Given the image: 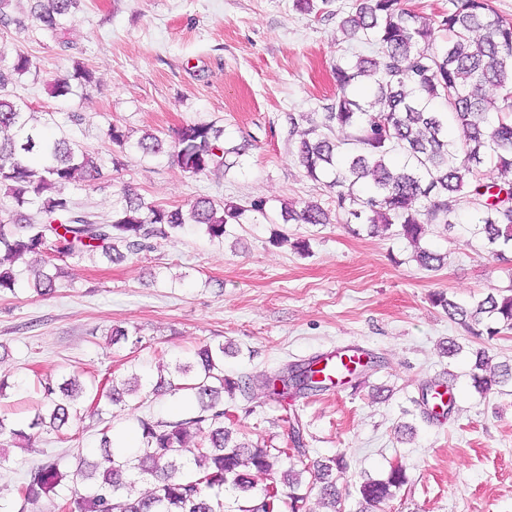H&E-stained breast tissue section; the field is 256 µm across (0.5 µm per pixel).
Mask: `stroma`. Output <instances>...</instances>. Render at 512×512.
Here are the masks:
<instances>
[{
	"label": "stroma",
	"mask_w": 512,
	"mask_h": 512,
	"mask_svg": "<svg viewBox=\"0 0 512 512\" xmlns=\"http://www.w3.org/2000/svg\"><path fill=\"white\" fill-rule=\"evenodd\" d=\"M352 0H331L328 12L302 13L293 0H85L67 21V51L36 25L0 27V51H22L37 70L8 91L38 112L52 111L86 149L111 159L100 133L113 123L139 138L164 139L187 122L223 128L226 147H243L223 176L185 174L170 153L124 156L120 173L147 199L181 207L200 197L244 203L262 197L266 215H247L210 239L188 224L151 251L110 262L65 258L52 295L27 288L39 256L14 266L17 285L0 291V380L20 379L28 393L7 391L0 414L28 423L40 402L39 379L77 374L83 381L137 372L150 384L176 361L206 344H223L224 371L272 376L286 365L355 347L380 364L365 384L334 387L280 404L235 397L224 407L247 439L290 447L286 414H298L310 459L343 455L337 486L347 512L357 488L402 462L410 482L390 512H512V383L475 391L470 370L477 350L512 365V331L494 339L469 335L431 302L436 292L460 303L512 289V262L489 253L473 233L477 211L454 201V229L433 224L425 245L444 258L439 271L414 260L388 231L347 223L332 195L294 161L297 138L289 115L321 111L336 94L337 61L375 55L373 46L343 34L331 19ZM93 70L88 97H52L49 85L73 62ZM82 113L73 126L68 113ZM320 202L327 224H281L282 204ZM288 243L278 244L279 235ZM307 240L302 256L291 241ZM138 331L136 345L113 343L114 326ZM455 342L456 355L445 354ZM451 385L450 415L429 421L425 385ZM180 396L143 389L135 410L104 407L62 433L35 429L29 446L0 444V501L9 503L41 463L75 468L95 460L104 425L127 434L138 417L173 421L197 415Z\"/></svg>",
	"instance_id": "35a3bbf8"
}]
</instances>
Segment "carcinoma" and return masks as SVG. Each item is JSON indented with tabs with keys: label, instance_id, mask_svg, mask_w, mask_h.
<instances>
[{
	"label": "carcinoma",
	"instance_id": "1",
	"mask_svg": "<svg viewBox=\"0 0 512 512\" xmlns=\"http://www.w3.org/2000/svg\"><path fill=\"white\" fill-rule=\"evenodd\" d=\"M16 0H0V24L18 33L34 21L58 40L61 50L69 15L84 0H30L28 12L14 8ZM451 8L434 18L404 6L403 0H355L337 26L378 49V58L357 57L335 69L337 93L318 115H288L289 134L299 122L308 124L295 157L307 176L328 179L335 192V211L346 221L372 227L397 226L396 236L413 249V257L427 270L441 267L443 256L421 246L428 225L454 226L448 197L458 195L479 210L475 233L503 256L512 250V20L499 15L489 0H450ZM30 57L0 54V192L14 203L15 231L0 229V290L16 283L14 264L29 253L62 258L101 255L123 257L120 249L137 255L153 249L152 240L167 239L186 224H197L211 238L224 239L228 224H240L248 213L265 214L267 201L217 203L201 197L189 209L168 208L120 183L112 217L97 220L76 209L69 189L96 180L117 181L124 163L118 155L130 136L110 123L102 136L116 147L111 171L100 157L65 136L51 137L30 124L33 112L24 100L6 93L8 85L29 73ZM498 90L495 99L483 95L485 86ZM97 86L89 68L79 64L56 79L51 93L65 96L78 88L87 95ZM457 126L460 141L448 138ZM344 131L335 141L334 128ZM223 130L211 123L187 122L174 131L173 157L183 172L223 175L226 157L240 154L221 140ZM136 148L141 156L161 153L162 139L144 134ZM490 163L497 179L484 181L482 168ZM37 207L43 221L22 209ZM283 223L328 224L329 210L317 202L301 208L288 205ZM57 274L40 267L31 274L40 296L55 291ZM434 305L463 325L473 336L492 340L512 330V294L493 295L472 306L450 300L442 292ZM484 349L476 351L470 378L483 394L512 380V366L494 371ZM316 361L293 363L275 377L234 378L224 373V345L204 346L194 361L175 366L176 379L160 381L153 391L180 393L199 407V414L178 421L138 417L140 439L133 448L113 446L111 427L101 429L103 463L88 472L80 467L64 471L55 460L43 463L28 483L16 489L17 512L40 495L73 484L68 498L54 504V512H307L317 494L327 512H342L336 473L346 467L341 455L310 460L303 448L302 428L291 426L292 451L267 448L234 438L239 427L224 410V396L252 398L257 390L277 401L288 393L307 397L329 389ZM140 389L138 377L126 390L107 379L90 391L93 412L100 403L128 406L126 395ZM48 416H37L28 428L62 432L78 418L81 383L71 377L61 383L40 384ZM25 441V428L0 414V438ZM266 476L258 486L255 477ZM147 479L151 490L140 497L128 492L132 478ZM408 483L406 468L390 466L381 478H368L358 488L357 512H382Z\"/></svg>",
	"mask_w": 512,
	"mask_h": 512
}]
</instances>
